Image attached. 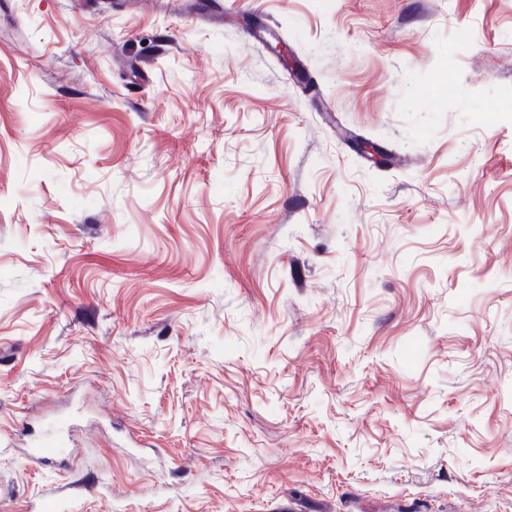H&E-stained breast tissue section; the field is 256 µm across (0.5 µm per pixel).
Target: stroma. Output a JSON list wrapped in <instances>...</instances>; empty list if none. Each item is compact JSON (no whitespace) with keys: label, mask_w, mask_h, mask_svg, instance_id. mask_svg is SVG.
Segmentation results:
<instances>
[{"label":"stroma","mask_w":512,"mask_h":512,"mask_svg":"<svg viewBox=\"0 0 512 512\" xmlns=\"http://www.w3.org/2000/svg\"><path fill=\"white\" fill-rule=\"evenodd\" d=\"M0 512H512V0H0Z\"/></svg>","instance_id":"stroma-1"}]
</instances>
